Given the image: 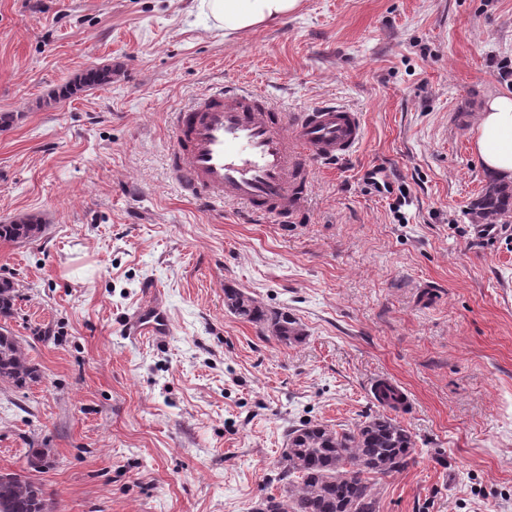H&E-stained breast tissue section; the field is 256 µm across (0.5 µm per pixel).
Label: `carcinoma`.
<instances>
[{
	"label": "carcinoma",
	"instance_id": "cac0c4a2",
	"mask_svg": "<svg viewBox=\"0 0 512 512\" xmlns=\"http://www.w3.org/2000/svg\"><path fill=\"white\" fill-rule=\"evenodd\" d=\"M112 81V67L85 70L55 94L67 98ZM471 214L485 224H505L512 218V185L493 182L472 204ZM42 224L27 216L0 224V240L22 242L35 238ZM228 309L240 318L265 325L278 341L299 339L296 322L286 313H270L246 293L224 291ZM16 288L0 281V319L14 313ZM39 377L17 339L0 331V382L22 388ZM413 442L408 430L396 420L380 415L356 430L338 432L322 425H303L288 431L284 451L285 498L273 496L263 502L265 512H378L375 477L398 473L413 461ZM45 452H31L25 471L0 473V512H47L48 499L42 485L30 472L41 469Z\"/></svg>",
	"mask_w": 512,
	"mask_h": 512
}]
</instances>
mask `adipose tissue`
<instances>
[{"instance_id": "adipose-tissue-1", "label": "adipose tissue", "mask_w": 512, "mask_h": 512, "mask_svg": "<svg viewBox=\"0 0 512 512\" xmlns=\"http://www.w3.org/2000/svg\"><path fill=\"white\" fill-rule=\"evenodd\" d=\"M300 0H198V11L213 28L250 31L295 11ZM473 148L485 172L512 180V91L490 93L473 132Z\"/></svg>"}]
</instances>
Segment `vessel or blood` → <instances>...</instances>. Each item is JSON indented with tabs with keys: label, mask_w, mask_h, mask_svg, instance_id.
<instances>
[{
	"label": "vessel or blood",
	"mask_w": 512,
	"mask_h": 512,
	"mask_svg": "<svg viewBox=\"0 0 512 512\" xmlns=\"http://www.w3.org/2000/svg\"><path fill=\"white\" fill-rule=\"evenodd\" d=\"M171 173L180 189L216 202L243 205L252 218L288 223L298 216L307 188L303 160L332 162L362 143L360 112L324 103L284 113L262 91L229 83L196 98L172 116ZM167 314L155 301L129 318V335H167Z\"/></svg>",
	"instance_id": "obj_1"
}]
</instances>
